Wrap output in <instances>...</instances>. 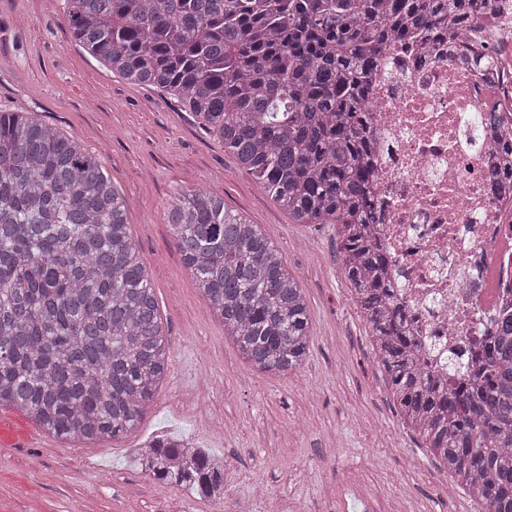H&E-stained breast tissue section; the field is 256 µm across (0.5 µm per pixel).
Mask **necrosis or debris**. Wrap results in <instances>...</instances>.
<instances>
[{
  "label": "necrosis or debris",
  "instance_id": "1",
  "mask_svg": "<svg viewBox=\"0 0 512 512\" xmlns=\"http://www.w3.org/2000/svg\"><path fill=\"white\" fill-rule=\"evenodd\" d=\"M483 33L456 22L389 47L371 82L366 125L376 181L374 235L429 368L468 359L499 315L512 313V197L491 193L487 169L512 171V114L481 125L489 96L512 88V63L493 49L512 9Z\"/></svg>",
  "mask_w": 512,
  "mask_h": 512
}]
</instances>
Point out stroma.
Here are the masks:
<instances>
[{
	"label": "stroma",
	"mask_w": 512,
	"mask_h": 512,
	"mask_svg": "<svg viewBox=\"0 0 512 512\" xmlns=\"http://www.w3.org/2000/svg\"><path fill=\"white\" fill-rule=\"evenodd\" d=\"M66 0H0V111L28 112L95 154L168 328L169 369L139 426L83 445L38 434L0 448V512H224L143 474L130 448L172 433L224 457L227 499L251 512H477L405 429L351 300L336 227L296 224L172 96L87 53ZM201 187L260 225L307 300L309 357L294 374L253 371L176 250L165 206Z\"/></svg>",
	"instance_id": "1"
}]
</instances>
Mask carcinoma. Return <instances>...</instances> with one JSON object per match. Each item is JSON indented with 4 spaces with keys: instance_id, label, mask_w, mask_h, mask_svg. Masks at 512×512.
<instances>
[{
    "instance_id": "1",
    "label": "carcinoma",
    "mask_w": 512,
    "mask_h": 512,
    "mask_svg": "<svg viewBox=\"0 0 512 512\" xmlns=\"http://www.w3.org/2000/svg\"><path fill=\"white\" fill-rule=\"evenodd\" d=\"M497 0H66L76 42L133 83L174 95L296 224H334L351 297L403 424L485 512H512V315L471 365L429 371L372 231L376 173L362 118L392 42ZM196 287L254 369L298 372L309 309L280 251L202 188L166 205ZM169 367L125 201L98 158L27 112H0V406L79 444L127 436ZM137 466L224 501V459L176 440Z\"/></svg>"
}]
</instances>
